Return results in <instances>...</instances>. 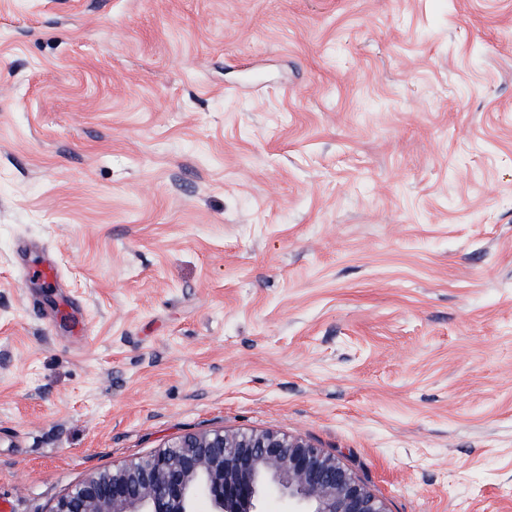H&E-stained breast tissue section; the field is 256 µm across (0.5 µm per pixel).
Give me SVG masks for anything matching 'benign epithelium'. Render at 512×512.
Wrapping results in <instances>:
<instances>
[{"instance_id":"1","label":"benign epithelium","mask_w":512,"mask_h":512,"mask_svg":"<svg viewBox=\"0 0 512 512\" xmlns=\"http://www.w3.org/2000/svg\"><path fill=\"white\" fill-rule=\"evenodd\" d=\"M269 486L291 512H387L336 457L274 432L187 433L154 454L100 473L61 497L51 512H254Z\"/></svg>"}]
</instances>
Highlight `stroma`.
<instances>
[{"mask_svg":"<svg viewBox=\"0 0 512 512\" xmlns=\"http://www.w3.org/2000/svg\"><path fill=\"white\" fill-rule=\"evenodd\" d=\"M221 430L512 512V0H0V497Z\"/></svg>","mask_w":512,"mask_h":512,"instance_id":"stroma-1","label":"stroma"}]
</instances>
